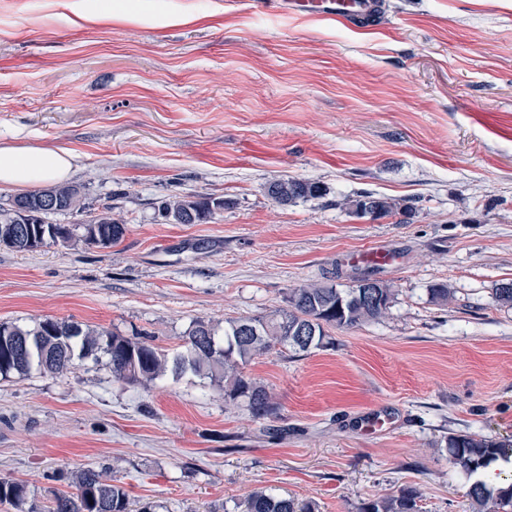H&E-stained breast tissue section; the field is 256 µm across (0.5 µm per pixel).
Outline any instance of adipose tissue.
<instances>
[{
	"mask_svg": "<svg viewBox=\"0 0 512 512\" xmlns=\"http://www.w3.org/2000/svg\"><path fill=\"white\" fill-rule=\"evenodd\" d=\"M75 156L66 149H0V183L23 188L38 183L65 181L73 170Z\"/></svg>",
	"mask_w": 512,
	"mask_h": 512,
	"instance_id": "1",
	"label": "adipose tissue"
}]
</instances>
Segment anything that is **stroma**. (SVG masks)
I'll return each mask as SVG.
<instances>
[{"label":"stroma","mask_w":512,"mask_h":512,"mask_svg":"<svg viewBox=\"0 0 512 512\" xmlns=\"http://www.w3.org/2000/svg\"><path fill=\"white\" fill-rule=\"evenodd\" d=\"M66 148L110 248H0V322L52 317L177 348L195 319L256 317L289 289L391 252L388 313L306 353L246 367L276 412L251 416L192 375L114 382L94 363L0 380V478L40 501L58 471L116 467L130 512H233L264 488L318 512L418 488V512H472L451 434L512 436V0H387L356 33L251 0H0V147ZM323 183L282 206L270 181ZM369 190L409 222L360 217ZM229 204L175 224L172 195ZM443 283L451 302L433 301ZM394 416L378 435L365 412Z\"/></svg>","instance_id":"1"}]
</instances>
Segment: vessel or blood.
<instances>
[{
  "label": "vessel or blood",
  "instance_id": "vessel-or-blood-1",
  "mask_svg": "<svg viewBox=\"0 0 512 512\" xmlns=\"http://www.w3.org/2000/svg\"><path fill=\"white\" fill-rule=\"evenodd\" d=\"M264 12L312 16L355 31L372 29L385 10V0H256Z\"/></svg>",
  "mask_w": 512,
  "mask_h": 512
}]
</instances>
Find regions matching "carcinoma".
<instances>
[{"label": "carcinoma", "mask_w": 512, "mask_h": 512, "mask_svg": "<svg viewBox=\"0 0 512 512\" xmlns=\"http://www.w3.org/2000/svg\"><path fill=\"white\" fill-rule=\"evenodd\" d=\"M268 195L281 205L299 200L319 199L326 189L318 182L281 178L269 183ZM24 206L20 215L10 208L0 212V244L25 252L39 247V241L14 236L18 224H30L38 230L60 236L62 245L75 242L105 246L118 244L125 225L112 218L109 210L80 225L82 233L68 224H54L49 216L81 209L77 187L58 184L14 197ZM228 204L223 198L185 200L172 197L162 203L165 216L175 224H199ZM355 213L378 219L398 210L387 197L364 191L351 201ZM353 280L374 283L371 293L346 286L306 284L288 291L287 307L268 316L238 317L224 320V328L210 321L196 320L175 350H165L146 337L131 339L106 330L83 329L80 325L44 318L34 326L14 322L0 323V376L25 375L37 369L43 375L56 376L92 360L105 363L112 378L127 384L151 382L170 375L177 380L186 374L208 380L224 388V399H243L246 410L255 418H266L275 411L271 393L245 373L255 358L280 347L295 353H307L322 346L328 328H354L383 317L393 299L388 284L373 270H365ZM449 461L472 479L468 488L475 512H485L488 503L512 506V481L505 487H489L477 475L499 458L512 456V440H496L474 435H452L445 440ZM75 492L53 493L50 504L42 506L25 487L0 478V503H8L17 512H128V494L106 466H87L72 475ZM414 488L399 495L370 500L359 512H417ZM238 512H316L313 504L298 505L295 500L266 490L254 491L236 505Z\"/></svg>", "instance_id": "1"}]
</instances>
